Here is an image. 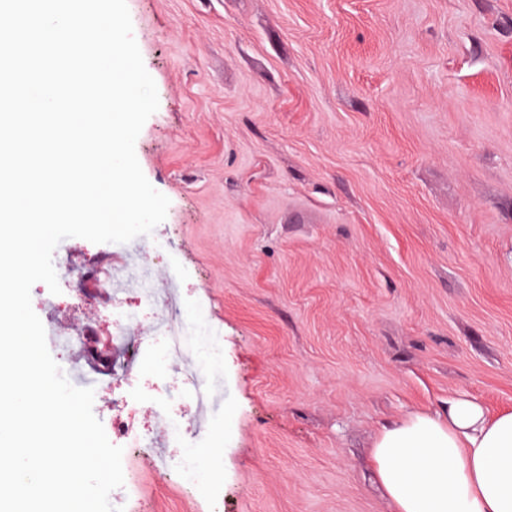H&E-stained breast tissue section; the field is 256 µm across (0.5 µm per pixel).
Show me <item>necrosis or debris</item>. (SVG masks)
Returning a JSON list of instances; mask_svg holds the SVG:
<instances>
[{
    "label": "necrosis or debris",
    "instance_id": "4bbe7bcc",
    "mask_svg": "<svg viewBox=\"0 0 512 512\" xmlns=\"http://www.w3.org/2000/svg\"><path fill=\"white\" fill-rule=\"evenodd\" d=\"M152 249L145 235L119 245L98 281L101 292L113 301L129 303L113 331V343L127 349L126 359L112 370L113 380H123L141 350L157 342L163 345L161 364L167 372L140 432L130 434L131 414L116 412L112 434L146 452L157 473L196 478L213 464L212 433L224 412L223 405L213 401L214 376L207 366L208 359L224 353L222 333L208 316L186 311L180 297L156 287V269L146 258ZM160 438L167 452L157 451Z\"/></svg>",
    "mask_w": 512,
    "mask_h": 512
}]
</instances>
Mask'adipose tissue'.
<instances>
[{
  "label": "adipose tissue",
  "instance_id": "obj_1",
  "mask_svg": "<svg viewBox=\"0 0 512 512\" xmlns=\"http://www.w3.org/2000/svg\"><path fill=\"white\" fill-rule=\"evenodd\" d=\"M373 458L395 512H512L511 411L450 397L444 414L383 427Z\"/></svg>",
  "mask_w": 512,
  "mask_h": 512
}]
</instances>
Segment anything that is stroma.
Listing matches in <instances>:
<instances>
[{"label": "stroma", "mask_w": 512, "mask_h": 512, "mask_svg": "<svg viewBox=\"0 0 512 512\" xmlns=\"http://www.w3.org/2000/svg\"><path fill=\"white\" fill-rule=\"evenodd\" d=\"M159 107L135 143L155 236L224 332L208 494L124 454L126 512H391L380 426L512 411V0H127ZM31 289L64 334L112 301ZM148 373L104 381L146 415Z\"/></svg>", "instance_id": "obj_1"}]
</instances>
